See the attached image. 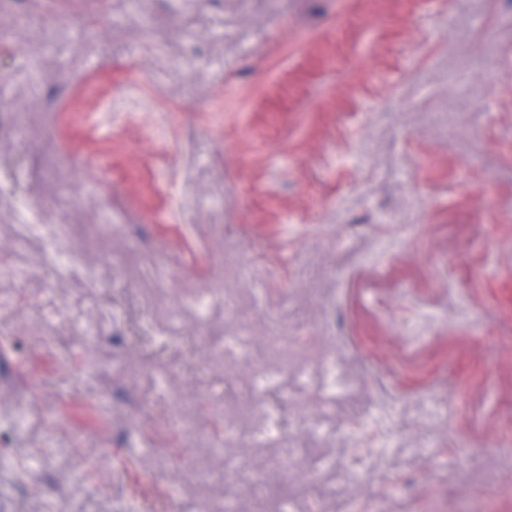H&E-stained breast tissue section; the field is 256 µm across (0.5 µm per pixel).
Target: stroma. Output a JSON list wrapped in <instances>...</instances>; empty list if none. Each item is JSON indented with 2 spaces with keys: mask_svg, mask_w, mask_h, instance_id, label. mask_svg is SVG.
<instances>
[{
  "mask_svg": "<svg viewBox=\"0 0 512 512\" xmlns=\"http://www.w3.org/2000/svg\"><path fill=\"white\" fill-rule=\"evenodd\" d=\"M0 46V512H512V0Z\"/></svg>",
  "mask_w": 512,
  "mask_h": 512,
  "instance_id": "obj_1",
  "label": "stroma"
}]
</instances>
